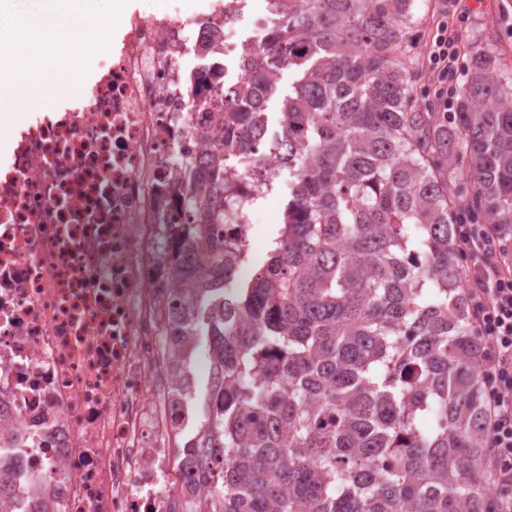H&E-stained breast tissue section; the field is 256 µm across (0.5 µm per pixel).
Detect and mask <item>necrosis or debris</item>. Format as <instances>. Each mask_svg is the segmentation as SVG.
<instances>
[{"mask_svg": "<svg viewBox=\"0 0 512 512\" xmlns=\"http://www.w3.org/2000/svg\"><path fill=\"white\" fill-rule=\"evenodd\" d=\"M278 15L249 0H171L132 14L67 107L0 153V459L14 512H173L196 407L169 349L168 255L191 215L175 185L221 137L222 88ZM209 44L222 68L183 87ZM259 147L229 160L241 205L224 235L250 251L254 199L281 174Z\"/></svg>", "mask_w": 512, "mask_h": 512, "instance_id": "1", "label": "necrosis or debris"}]
</instances>
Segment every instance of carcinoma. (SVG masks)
<instances>
[{
  "label": "carcinoma",
  "instance_id": "obj_1",
  "mask_svg": "<svg viewBox=\"0 0 512 512\" xmlns=\"http://www.w3.org/2000/svg\"><path fill=\"white\" fill-rule=\"evenodd\" d=\"M414 0H288L179 184L178 335L207 342L212 512H490L486 389L457 225L512 242V74L475 51L455 111L418 103ZM296 75L278 131L267 103ZM267 144L298 185L248 277L216 241L224 162Z\"/></svg>",
  "mask_w": 512,
  "mask_h": 512
}]
</instances>
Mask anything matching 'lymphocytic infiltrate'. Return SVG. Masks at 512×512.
Returning <instances> with one entry per match:
<instances>
[{"label": "lymphocytic infiltrate", "mask_w": 512, "mask_h": 512, "mask_svg": "<svg viewBox=\"0 0 512 512\" xmlns=\"http://www.w3.org/2000/svg\"><path fill=\"white\" fill-rule=\"evenodd\" d=\"M466 257L463 277L472 300L473 320L485 348L489 405L486 460L494 485L512 484V274L501 266L485 225L458 227Z\"/></svg>", "instance_id": "1"}]
</instances>
